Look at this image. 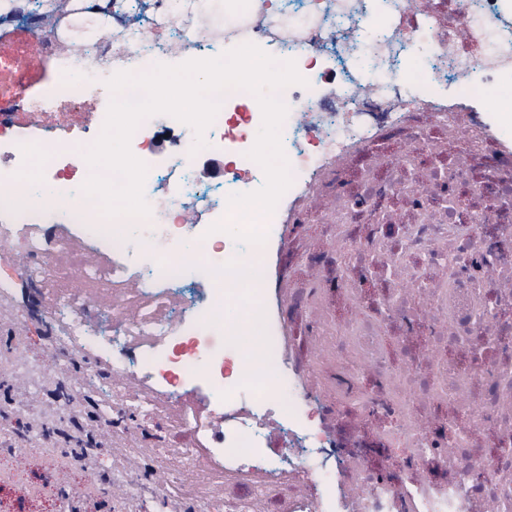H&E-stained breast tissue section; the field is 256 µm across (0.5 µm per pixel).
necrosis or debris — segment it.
Returning <instances> with one entry per match:
<instances>
[{
    "instance_id": "obj_1",
    "label": "necrosis or debris",
    "mask_w": 512,
    "mask_h": 512,
    "mask_svg": "<svg viewBox=\"0 0 512 512\" xmlns=\"http://www.w3.org/2000/svg\"><path fill=\"white\" fill-rule=\"evenodd\" d=\"M268 2L224 3L225 39L270 47L305 79L280 93L292 184L257 225L272 238L311 198L335 204L317 218L329 248L288 249L283 314L265 298L267 245L185 220L202 206L208 223H237L227 195L263 185L248 156L262 122L252 93L223 94L198 154L177 119L140 123L130 148L150 172L145 219L107 218L83 194L98 131L21 139L1 112L0 216L14 221L0 223V252L18 276L0 281V298L29 284L48 334L38 360L18 340L0 379L29 374L59 417L108 388L98 427L127 446L112 462L117 512H144L150 497L162 512H512V412L498 403L512 388V318L500 317L512 301L487 277L512 273V115L488 96L512 82V0ZM197 11L198 0H153L148 21L113 18L81 51L65 23L27 22L57 74L47 98L12 92V110L108 95L115 72H147L175 46L203 58ZM212 155L229 159L220 200L193 179ZM167 176L178 185L158 195ZM201 280L218 287L195 294ZM285 323L297 368L281 348ZM77 354L95 367L74 382ZM187 379L207 390L211 415L185 396ZM331 412L360 417L363 440L341 447L323 425ZM130 414L158 425L151 442ZM272 414L282 432L271 453ZM216 417L224 433L204 447ZM0 441L16 458L40 448L43 460L35 480L0 471L1 497H65L40 433L4 427ZM143 452L157 463L148 484L128 467Z\"/></svg>"
}]
</instances>
